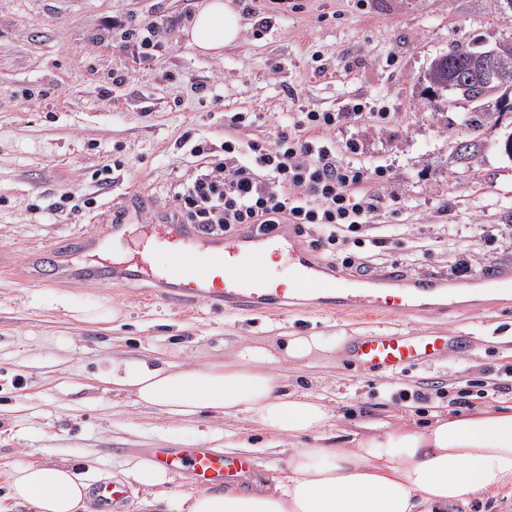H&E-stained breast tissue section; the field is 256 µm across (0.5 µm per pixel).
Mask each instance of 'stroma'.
Instances as JSON below:
<instances>
[{"mask_svg":"<svg viewBox=\"0 0 512 512\" xmlns=\"http://www.w3.org/2000/svg\"><path fill=\"white\" fill-rule=\"evenodd\" d=\"M199 2L0 0L1 499L11 476L34 463L64 462L94 483L125 479L160 442L180 445L228 430L263 447L264 436L246 419L205 412L175 420L136 402L108 381L116 361L218 365L255 339L327 337V350L288 366L283 381L324 396L338 436L400 417L427 426L448 413L447 399L418 409L392 393L489 382L512 366V307L424 321L430 330L467 333L466 356L399 375L367 374L347 363L338 337L405 329L408 321L296 310L244 315L206 305L189 318L163 299L143 301L136 285L57 278L56 251L110 222L122 192L144 193L148 216L172 209L174 187L195 165L177 146L183 133L217 147L225 113L278 120L286 112H342L356 99L365 114L340 122L332 136L343 161L388 172L394 200L378 221L401 225L402 233L382 248L380 270L454 277L448 224L472 235L463 258L473 273L512 268V160L499 148L512 133V112L489 120L481 152L463 166L453 144L468 133L470 103L436 109L420 95L431 62L457 43L512 42L511 13L490 0H233L243 18L239 39L221 55L204 56L184 37ZM116 16L168 23L170 49L139 62L123 30L108 28ZM261 17L270 27L259 38L253 31ZM121 70L129 80L113 84ZM201 84L209 88L203 99ZM109 165L114 179L105 186L100 175ZM64 191L73 193V206L47 220L44 208ZM36 253L42 284H18ZM105 301L119 311L111 323L71 314ZM292 449L288 442L263 447L254 481L287 471Z\"/></svg>","mask_w":512,"mask_h":512,"instance_id":"1","label":"stroma"}]
</instances>
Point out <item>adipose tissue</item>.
<instances>
[{"mask_svg": "<svg viewBox=\"0 0 512 512\" xmlns=\"http://www.w3.org/2000/svg\"><path fill=\"white\" fill-rule=\"evenodd\" d=\"M242 28L232 0H204L185 35L203 54H220ZM325 337L289 336L280 347L242 344L220 366L172 370L141 363L113 371V385L146 406L179 418L203 412L246 416L268 437H312L293 449L287 475L256 490L197 492L180 512H447L449 504L512 484V404L437 419L419 428L404 421L331 441L333 414L321 399L287 393L288 363L324 350ZM12 498L35 512H89L86 479L65 464H33L11 479Z\"/></svg>", "mask_w": 512, "mask_h": 512, "instance_id": "obj_1", "label": "adipose tissue"}]
</instances>
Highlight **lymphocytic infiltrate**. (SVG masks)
Instances as JSON below:
<instances>
[{"mask_svg":"<svg viewBox=\"0 0 512 512\" xmlns=\"http://www.w3.org/2000/svg\"><path fill=\"white\" fill-rule=\"evenodd\" d=\"M163 24L141 20L126 30V46L142 60L167 50ZM360 104L346 112H289L269 140L250 138L261 116L229 112L220 149L181 136L179 144L199 162L175 193L174 219L207 233L234 234L246 227L269 231L293 225L314 251L340 259L345 268L369 271L372 252L384 238L371 221L388 197L369 186L361 169L342 163L331 133Z\"/></svg>","mask_w":512,"mask_h":512,"instance_id":"f902f5d3","label":"lymphocytic infiltrate"}]
</instances>
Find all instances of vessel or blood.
Returning a JSON list of instances; mask_svg holds the SVG:
<instances>
[{
    "instance_id": "b4317fda",
    "label": "vessel or blood",
    "mask_w": 512,
    "mask_h": 512,
    "mask_svg": "<svg viewBox=\"0 0 512 512\" xmlns=\"http://www.w3.org/2000/svg\"><path fill=\"white\" fill-rule=\"evenodd\" d=\"M146 208L144 196H125L121 220L90 239L88 249L124 240L128 225L139 220ZM155 227L169 245L159 274H150L143 264L130 261L104 267L81 265L69 254L56 261L58 277L115 285L147 282L153 295L175 301L187 312L201 299L216 308L254 315L273 309L301 310L311 302L326 314L371 319L466 315L512 306V278L504 273L476 274L466 294L441 278L411 279L396 271L338 282L333 270L297 243L289 224L271 233L251 229L226 236L205 235L192 225L173 224L162 217ZM272 251L282 257L287 281H280L268 267L267 256ZM470 348L469 337L450 332L369 330L354 337L346 355L360 370L398 374L451 355H466ZM151 459L200 490L242 482L256 467L249 455L200 445L155 448ZM91 494L96 512H125L129 491L124 482H100Z\"/></svg>"
}]
</instances>
